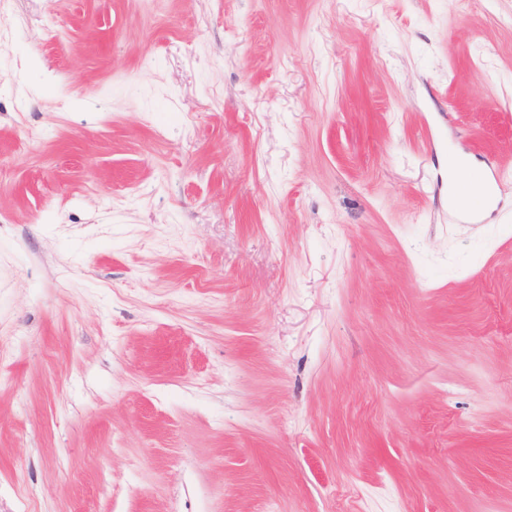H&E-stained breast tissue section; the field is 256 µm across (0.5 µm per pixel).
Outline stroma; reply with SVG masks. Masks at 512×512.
<instances>
[{
    "label": "stroma",
    "mask_w": 512,
    "mask_h": 512,
    "mask_svg": "<svg viewBox=\"0 0 512 512\" xmlns=\"http://www.w3.org/2000/svg\"><path fill=\"white\" fill-rule=\"evenodd\" d=\"M0 512H512V0H0ZM493 203L492 185L486 182L485 193L482 201H472L470 195H465L463 190L459 191L453 200L454 210L465 221L472 222L480 219L483 209Z\"/></svg>",
    "instance_id": "35a3bbf8"
}]
</instances>
